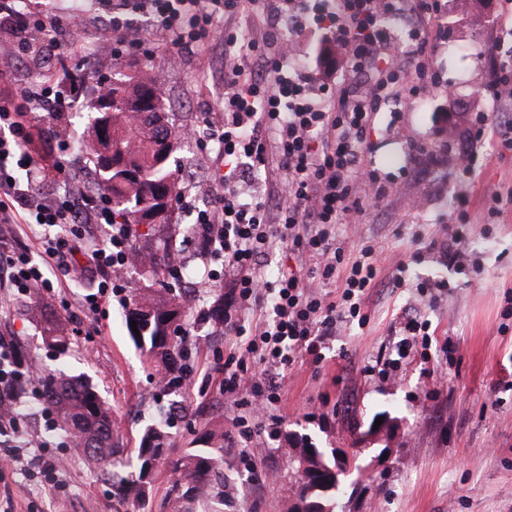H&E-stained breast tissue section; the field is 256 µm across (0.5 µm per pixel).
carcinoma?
<instances>
[{
  "mask_svg": "<svg viewBox=\"0 0 512 512\" xmlns=\"http://www.w3.org/2000/svg\"><path fill=\"white\" fill-rule=\"evenodd\" d=\"M96 84L85 102L87 161L94 187L112 200L115 216L124 218L126 224H135L134 214L151 210L159 187L168 185L174 197H179L176 160L158 164L156 146L161 138L179 139L181 131L175 127L173 113L163 104L162 84L150 61H143L132 74L101 77ZM148 86L154 88L161 104L154 112H141L137 102ZM101 98L119 103L109 116L110 129L104 136L98 127L97 101ZM115 143L133 156L137 177L125 178L106 170L103 156ZM133 254L151 277L180 279L172 255L159 263L152 252L135 248ZM33 311L45 344L59 354L66 353L72 338L64 323L39 306ZM170 316L174 318L172 332L177 334L186 316L181 294L174 288H142L130 298L125 323L137 322V331L130 332L131 339L141 349L146 365L157 368L167 379L166 389L176 390L183 375L182 352L177 339L166 334ZM40 383L42 403L55 420L56 432L69 443L79 462L110 482L115 512H128L131 506L138 512H224L233 503L222 469L224 454L228 453L224 433L206 431L199 438L200 447L175 454L169 443L171 421L157 420L143 430L131 459L123 461L119 459L112 409L92 384L76 376L54 373L43 375ZM305 448L303 439L298 447L289 449L294 463L291 480L301 495L309 489ZM160 466L168 467L174 478L157 502L153 482Z\"/></svg>",
  "mask_w": 512,
  "mask_h": 512,
  "instance_id": "carcinoma-1",
  "label": "carcinoma"
}]
</instances>
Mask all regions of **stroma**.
I'll use <instances>...</instances> for the list:
<instances>
[{
  "label": "stroma",
  "mask_w": 512,
  "mask_h": 512,
  "mask_svg": "<svg viewBox=\"0 0 512 512\" xmlns=\"http://www.w3.org/2000/svg\"><path fill=\"white\" fill-rule=\"evenodd\" d=\"M442 31L431 48L434 82L420 95L386 102L374 116L362 164L378 182L391 186L379 202L367 204L360 223L337 225L338 240L348 246L367 242L378 254V285L373 289L366 326L344 325L325 350L321 363L303 355L281 369V399L273 420L255 434L233 422L236 407L224 398L223 372L215 365L245 337L228 336L215 320L197 321L199 309L214 306L227 281H203L197 237L186 236L190 206L214 205L219 192L213 174L224 158L215 142L179 141L182 193L169 225H132L133 246L164 250L173 245L193 269L180 291L188 315L181 345L193 370L191 388L163 393L143 362L125 326L124 304L146 284L125 271L122 293L103 305L95 321L97 335H83L87 321L71 310L69 352L55 357L42 343L30 308L35 293L0 292V332L14 335L29 349L34 370L63 369L85 374L112 408V419L126 450L136 448L143 428L172 402L185 412L171 430L174 447L193 448L207 429L224 433L229 453L224 473L238 500L224 512H286L292 493L286 453L295 436L311 438L325 453L348 452L371 478L344 484V512H512V319H505L512 296V208L492 215L491 192L512 195V150L492 133L478 134L482 116L512 120V102L498 99L490 86L493 54L512 50V5L507 0H439ZM20 10L41 11L56 24L60 38L81 40L85 52L67 57L47 48L31 31L33 52L10 63L0 81V100L22 102L21 93L53 74L62 91L72 77L81 90L93 88L98 75L133 71L142 53L152 56L163 76L167 107L181 128L198 123L203 113L220 109L224 90L222 51H183L170 63L164 42L150 23L125 10L141 42L119 45L108 29L110 0H21ZM97 63L87 74L85 53ZM83 112H63L44 124L45 139L69 145L71 167L86 158ZM466 257L457 260L456 245ZM405 285H393L395 276ZM435 284L433 295L421 293ZM428 320V354L412 350L399 378L365 376L364 365L395 357L404 319ZM453 345L454 354L444 351ZM16 413L33 445L19 449L18 461L6 460L0 447V512H112L108 485L75 460L65 443L48 433L41 406L33 397ZM395 429L391 440L370 434L378 418ZM385 462L376 463L381 449Z\"/></svg>",
  "instance_id": "35a3bbf8"
}]
</instances>
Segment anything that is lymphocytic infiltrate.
<instances>
[{
    "label": "lymphocytic infiltrate",
    "mask_w": 512,
    "mask_h": 512,
    "mask_svg": "<svg viewBox=\"0 0 512 512\" xmlns=\"http://www.w3.org/2000/svg\"><path fill=\"white\" fill-rule=\"evenodd\" d=\"M134 7L152 17L172 56L216 35L224 41V118L202 120L224 156V169L214 176L224 193L218 207L197 211L195 224L203 259L222 261L230 284L225 334L245 331L232 313L270 306L256 339L243 354H228L222 366L225 398L260 411L280 397L275 384L249 378L251 364L287 366L297 353L321 352L343 324L368 319L364 306L378 277L375 249L364 244L358 257L347 258L332 228L358 219L367 202L388 193L360 160L382 105L427 84L433 69L427 47L439 36L438 13L431 0H336L333 11L313 18L345 55L330 85L288 73L292 50L281 26L299 20L303 0H136ZM221 15L264 18L271 33L257 42L230 25L217 31ZM392 16L411 26L401 51L384 26ZM24 97L32 110L0 104V230L22 227L30 242L0 245V288L16 295L34 288L64 292L73 258L83 255L88 290L63 306L92 319L131 264L130 233L114 223L111 204L97 192L63 194L41 186L46 173L65 174L67 146L52 145L53 163L45 165L29 149L33 134L45 117L74 110L76 92H60L48 75ZM261 172L277 173V190L243 199L240 182ZM277 240L309 263L316 282L293 273L273 282L263 278L260 260ZM333 281L341 289L334 298L325 291ZM31 375L16 341L0 336V406L15 405L18 384Z\"/></svg>",
    "instance_id": "1"
}]
</instances>
